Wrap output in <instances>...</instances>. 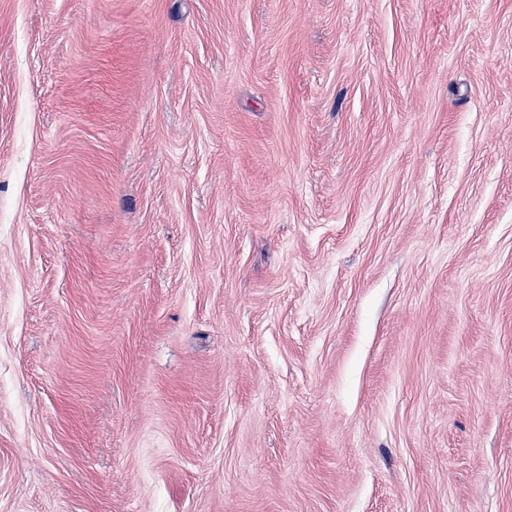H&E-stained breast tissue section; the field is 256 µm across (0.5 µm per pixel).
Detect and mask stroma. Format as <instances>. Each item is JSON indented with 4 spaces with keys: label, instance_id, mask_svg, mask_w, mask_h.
Returning a JSON list of instances; mask_svg holds the SVG:
<instances>
[{
    "label": "stroma",
    "instance_id": "stroma-1",
    "mask_svg": "<svg viewBox=\"0 0 512 512\" xmlns=\"http://www.w3.org/2000/svg\"><path fill=\"white\" fill-rule=\"evenodd\" d=\"M0 512H512V0H0Z\"/></svg>",
    "mask_w": 512,
    "mask_h": 512
}]
</instances>
